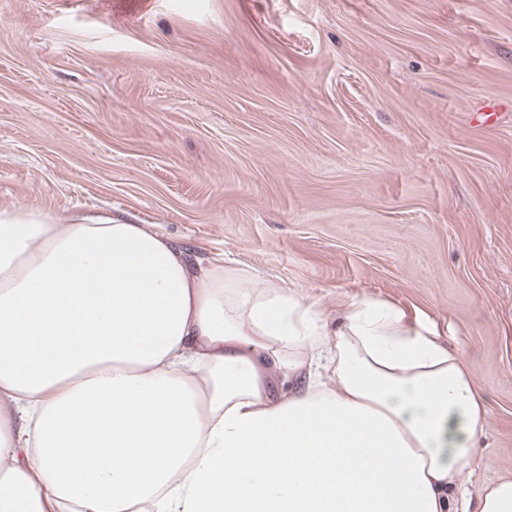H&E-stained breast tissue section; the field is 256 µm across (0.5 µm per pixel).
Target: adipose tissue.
I'll list each match as a JSON object with an SVG mask.
<instances>
[{
    "mask_svg": "<svg viewBox=\"0 0 512 512\" xmlns=\"http://www.w3.org/2000/svg\"><path fill=\"white\" fill-rule=\"evenodd\" d=\"M255 282L156 224L0 208V512H462L461 356Z\"/></svg>",
    "mask_w": 512,
    "mask_h": 512,
    "instance_id": "1",
    "label": "adipose tissue"
}]
</instances>
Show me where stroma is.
<instances>
[{"instance_id":"1","label":"stroma","mask_w":512,"mask_h":512,"mask_svg":"<svg viewBox=\"0 0 512 512\" xmlns=\"http://www.w3.org/2000/svg\"><path fill=\"white\" fill-rule=\"evenodd\" d=\"M0 207L406 310L512 476V0H0Z\"/></svg>"}]
</instances>
